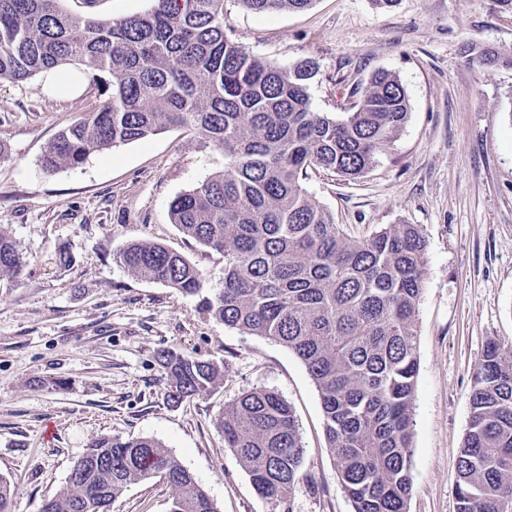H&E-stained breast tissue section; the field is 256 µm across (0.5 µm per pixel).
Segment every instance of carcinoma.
I'll return each instance as SVG.
<instances>
[{
	"instance_id": "cac0c4a2",
	"label": "carcinoma",
	"mask_w": 512,
	"mask_h": 512,
	"mask_svg": "<svg viewBox=\"0 0 512 512\" xmlns=\"http://www.w3.org/2000/svg\"><path fill=\"white\" fill-rule=\"evenodd\" d=\"M60 0H0V79L23 80L66 64L111 77L97 110L61 131L42 157L55 171L169 127L200 132L224 150V170L178 196L171 222L224 255V285L204 307L226 326L273 340L305 364L320 393L328 448L354 512H408L412 412L418 372V302L425 240L416 224H392L364 240L341 232L306 194L308 170L355 178L391 144L409 104L401 82L374 74L357 109L332 118L312 108L314 72L271 65L224 32V0H152L122 19L84 18ZM250 10H303L312 0H241ZM120 261L140 277L188 295L203 274L156 243ZM26 262L0 229V272ZM174 404L210 393L215 362L158 354ZM470 421L457 460V512H512V345L491 340L474 369ZM273 512H292L306 476L288 402L252 388L215 421ZM160 477L170 512H216L194 476L153 439L100 438L74 463L66 488L40 512H83L91 495L112 503L131 484Z\"/></svg>"
}]
</instances>
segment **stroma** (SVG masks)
<instances>
[{
  "label": "stroma",
  "instance_id": "35a3bbf8",
  "mask_svg": "<svg viewBox=\"0 0 512 512\" xmlns=\"http://www.w3.org/2000/svg\"><path fill=\"white\" fill-rule=\"evenodd\" d=\"M101 19L144 13L152 0H61ZM229 38L271 63L310 61L314 111H351L371 74L397 76L408 118L366 173L312 169L308 196L347 236L416 224L426 240L418 306L419 364L408 512H456V461L469 419L472 374L489 340L512 344V67L471 61L472 47L512 54V0H313L303 11L257 13L224 0ZM43 75L0 80V228L28 266L0 278V477L11 512H39L65 488L93 440L147 437L172 449L217 512H271L214 420L225 402L266 388L293 408L307 481L293 512H353L327 447L318 389L302 361L262 336L225 326L203 307L221 287L224 256L182 234L169 208L224 168L200 133L158 134L54 172L41 156L55 135L97 108L102 84L47 92ZM181 253L205 278L187 296L119 261L131 244ZM69 263H61V251ZM162 349L224 366L217 388L167 402ZM161 479L130 485L111 512H169Z\"/></svg>",
  "mask_w": 512,
  "mask_h": 512
}]
</instances>
